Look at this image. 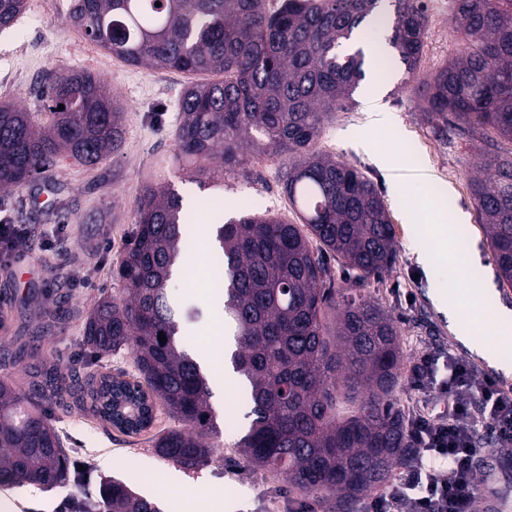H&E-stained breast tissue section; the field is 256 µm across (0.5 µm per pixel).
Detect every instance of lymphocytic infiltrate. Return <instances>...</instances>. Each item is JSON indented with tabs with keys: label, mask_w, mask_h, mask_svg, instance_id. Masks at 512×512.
Returning <instances> with one entry per match:
<instances>
[{
	"label": "lymphocytic infiltrate",
	"mask_w": 512,
	"mask_h": 512,
	"mask_svg": "<svg viewBox=\"0 0 512 512\" xmlns=\"http://www.w3.org/2000/svg\"><path fill=\"white\" fill-rule=\"evenodd\" d=\"M438 358L425 354L413 368L415 385L432 401L452 397L445 415L420 411L409 423L415 448L426 455V464L398 476V493L370 500L364 512H394L398 503H409L412 512H475L481 480L474 459L475 438L492 431L501 445H512V394L504 393L488 378H479L457 357L447 360L448 376L438 379Z\"/></svg>",
	"instance_id": "f902f5d3"
}]
</instances>
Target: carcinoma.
Masks as SVG:
<instances>
[{
	"label": "carcinoma",
	"mask_w": 512,
	"mask_h": 512,
	"mask_svg": "<svg viewBox=\"0 0 512 512\" xmlns=\"http://www.w3.org/2000/svg\"><path fill=\"white\" fill-rule=\"evenodd\" d=\"M380 2L73 0L68 14L131 65L224 74L220 82L186 87L179 101L176 159L195 165L194 174L206 178L200 185L248 176L250 148L287 158L281 181L300 223L268 213L226 221L224 201L214 199L216 281L235 342L230 367L251 405L239 454L285 476L301 494L332 502V512H356L393 471L420 463L393 399L401 366L397 322L362 294V285L394 262L395 229L368 177L315 149L365 77L364 50L339 48ZM393 2L388 43L414 76L428 24L425 0ZM23 7L24 0H0V29ZM454 22L463 49L419 85L424 112L460 136L491 129L512 143V0H455ZM41 96L45 122L39 112L0 105V192L62 157L94 166L121 145L123 108L98 76L51 71ZM470 187L498 278L512 288V150ZM192 220L179 194L146 188L118 271L124 296L87 317L86 344L98 355L129 348L138 381L67 376L45 360L32 367L24 396L0 380V486L51 490L70 478L68 453L44 410L49 402L88 410L136 435L152 425L158 401L183 428L157 437L156 451L186 469L211 455L206 439L218 429L210 382L179 340L203 311L169 296ZM327 255L357 280L334 287ZM102 494L108 512H160L117 480Z\"/></svg>",
	"instance_id": "1"
}]
</instances>
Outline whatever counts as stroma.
Returning a JSON list of instances; mask_svg holds the SVG:
<instances>
[{"label": "stroma", "mask_w": 512, "mask_h": 512, "mask_svg": "<svg viewBox=\"0 0 512 512\" xmlns=\"http://www.w3.org/2000/svg\"><path fill=\"white\" fill-rule=\"evenodd\" d=\"M425 3L429 27L417 77H409L394 58L388 62L389 74L367 69L349 109L335 114L317 143L318 150L358 167L374 183L395 227L396 258L366 285L365 296L389 311L402 330V371L394 399L408 414L419 412L425 402L412 384V368L420 356L451 353L469 363L476 360L450 330L437 293H455L465 284L492 288V304L463 307L458 318L481 327L483 341L494 349L499 342L493 308L512 309V288L499 283L469 189L471 176L485 160L483 150L476 142L438 132L426 121L424 104L414 92L417 79L445 66L462 48L452 22L454 0ZM70 7V0H26L12 27L0 30V104L43 111L40 89L47 72L87 70L104 80L123 107L124 137L118 151L97 166L60 161L47 174L55 189L44 204L34 203L38 185L32 182L13 190L8 204L0 207V221L22 225L25 236L11 266L0 267V309L7 311L19 342H30L33 331L47 326L39 355L63 370L132 376L136 370L127 351L93 356L84 342V321L101 300L123 296L118 268L135 229L137 201L147 186L169 185L191 205L211 196L210 188L200 187L191 170L173 165L171 158L177 151L184 88L218 81L219 76L128 65L72 26ZM373 109L395 116V139L369 134ZM283 166V159L252 152L249 178L224 181L226 216L268 210L296 222L282 190ZM404 196L437 197L449 212L465 213L467 221L458 225L457 235L464 247L477 252V261L461 262L456 273L443 261H420L426 242L406 222L400 202ZM212 223L211 215L203 214L193 224L194 259L176 279L179 294L210 312L205 324L187 329L185 341L209 356L220 427L212 456L193 469L159 456L153 432L174 424L164 414L153 430L128 437L91 413L55 408L54 425L73 464L84 469L82 482L69 481L49 491L31 484L0 487V512H70L77 502L100 501L102 482L112 479L154 501L161 512H302L308 503L314 512H326L322 500L298 494L285 477L247 467L237 451L247 431L248 408L242 386L229 375V338L211 294L214 272L207 235ZM44 307L55 311V319L43 321ZM173 475L182 480L176 492L167 485Z\"/></svg>", "instance_id": "stroma-1"}]
</instances>
